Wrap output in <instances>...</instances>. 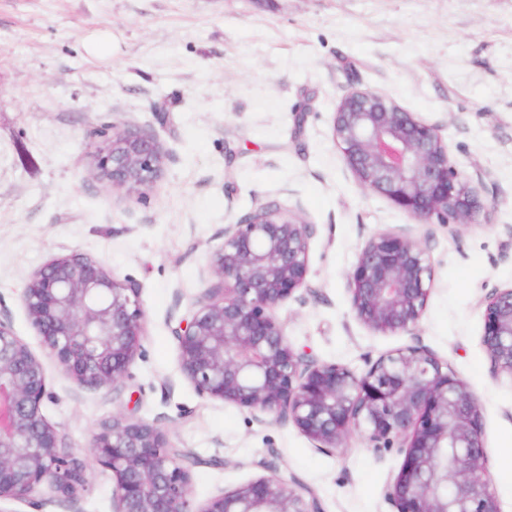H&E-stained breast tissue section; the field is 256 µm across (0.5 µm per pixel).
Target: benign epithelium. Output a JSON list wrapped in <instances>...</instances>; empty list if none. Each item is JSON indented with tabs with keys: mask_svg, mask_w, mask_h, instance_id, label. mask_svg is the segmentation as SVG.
<instances>
[{
	"mask_svg": "<svg viewBox=\"0 0 512 512\" xmlns=\"http://www.w3.org/2000/svg\"><path fill=\"white\" fill-rule=\"evenodd\" d=\"M332 136L367 191L417 221L465 227L480 210L476 190L451 162L438 129L394 102L354 89L334 112ZM89 175L135 191L162 174L167 155L140 129L101 128ZM312 225L277 201L224 229L212 257L218 279L174 336L183 376L205 398L255 418L290 420L315 448L340 447L353 432L403 464L388 486L396 512H501L484 449L483 413L468 384L423 345L396 348L357 373L295 348L274 311L309 290ZM434 281L426 249L408 234L377 233L360 248L349 277L352 309L368 329L409 332ZM22 302L44 347L78 385L114 389L141 350L140 286L98 260L56 255L29 276ZM481 345L492 372L512 378V285L484 300ZM48 378L40 358L0 318V502L36 493L70 500L83 465L42 412ZM112 472V512H324L295 479L262 476L196 506L190 452L169 445L153 424L112 417L91 441Z\"/></svg>",
	"mask_w": 512,
	"mask_h": 512,
	"instance_id": "1",
	"label": "benign epithelium"
}]
</instances>
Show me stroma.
Here are the masks:
<instances>
[{
    "mask_svg": "<svg viewBox=\"0 0 512 512\" xmlns=\"http://www.w3.org/2000/svg\"><path fill=\"white\" fill-rule=\"evenodd\" d=\"M111 51L95 55L92 41ZM377 92L435 125L477 190L475 224H417L357 183L332 137L352 89ZM155 133L162 175L136 193L87 173L95 129ZM312 224L310 291L275 311L290 342L360 372L398 347L426 346L477 397L502 512H512V378L480 340L483 300L512 284V0H0V314L42 359V411L84 464L72 507L112 512L94 433L118 414L188 449L202 503L273 473L296 478L324 512H394L403 461L359 433L320 450L291 422L257 420L200 397L181 374L172 329L214 284L225 226L268 201ZM410 233L434 268L418 326L382 335L355 317L348 278L362 243ZM71 252L141 287V354L118 390L78 386L43 348L22 295L28 276Z\"/></svg>",
    "mask_w": 512,
    "mask_h": 512,
    "instance_id": "35a3bbf8",
    "label": "stroma"
}]
</instances>
